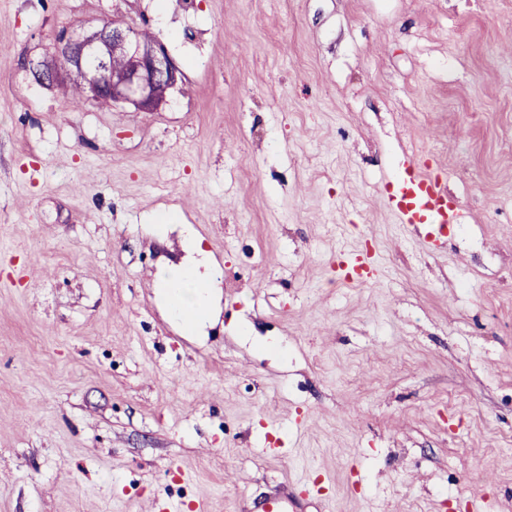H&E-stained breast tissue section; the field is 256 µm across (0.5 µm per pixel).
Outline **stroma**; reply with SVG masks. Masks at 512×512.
I'll return each instance as SVG.
<instances>
[{
  "mask_svg": "<svg viewBox=\"0 0 512 512\" xmlns=\"http://www.w3.org/2000/svg\"><path fill=\"white\" fill-rule=\"evenodd\" d=\"M114 18L181 66L169 105L24 69ZM411 158L462 207L436 249L388 207ZM194 248L195 331L156 288ZM303 476L305 512H512V0H0V512ZM375 269L374 253L342 252L336 258V276L346 284L366 283Z\"/></svg>",
  "mask_w": 512,
  "mask_h": 512,
  "instance_id": "1",
  "label": "stroma"
}]
</instances>
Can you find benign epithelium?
Here are the masks:
<instances>
[{
    "label": "benign epithelium",
    "mask_w": 512,
    "mask_h": 512,
    "mask_svg": "<svg viewBox=\"0 0 512 512\" xmlns=\"http://www.w3.org/2000/svg\"><path fill=\"white\" fill-rule=\"evenodd\" d=\"M51 61L28 60L34 79L50 86L59 78L58 61L68 60L70 78L84 89L87 102L106 97L114 104L131 105L142 112H155L170 103L160 88L172 91L182 83L180 66L158 41L144 42L138 30L127 24L109 22L82 28L79 35H59L47 46ZM121 52L129 64L120 73L108 68L112 53Z\"/></svg>",
    "instance_id": "7a95c632"
}]
</instances>
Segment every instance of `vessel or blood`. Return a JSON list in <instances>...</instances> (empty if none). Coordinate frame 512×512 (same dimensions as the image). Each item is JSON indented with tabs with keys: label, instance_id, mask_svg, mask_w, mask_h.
<instances>
[{
	"label": "vessel or blood",
	"instance_id": "obj_1",
	"mask_svg": "<svg viewBox=\"0 0 512 512\" xmlns=\"http://www.w3.org/2000/svg\"><path fill=\"white\" fill-rule=\"evenodd\" d=\"M389 205L400 224L410 230L424 229L428 246H438L448 233L449 225L459 223L461 212L448 192L446 180L438 172L417 161L405 162L393 183ZM376 259L370 252H344L336 258V275L347 284L364 283L375 273ZM312 489L307 480L299 479L286 493L251 502L241 512H302Z\"/></svg>",
	"mask_w": 512,
	"mask_h": 512
}]
</instances>
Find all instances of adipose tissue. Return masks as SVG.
<instances>
[{"label":"adipose tissue","mask_w":512,"mask_h":512,"mask_svg":"<svg viewBox=\"0 0 512 512\" xmlns=\"http://www.w3.org/2000/svg\"><path fill=\"white\" fill-rule=\"evenodd\" d=\"M161 281L169 290L172 312L185 325L199 326L208 315L209 282L197 269L184 266L162 273Z\"/></svg>","instance_id":"ef3b65f1"}]
</instances>
